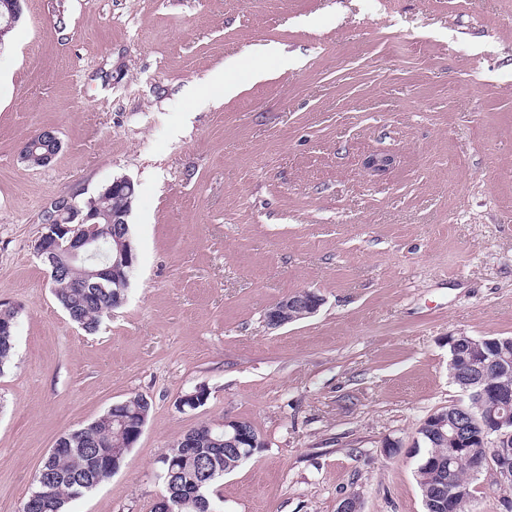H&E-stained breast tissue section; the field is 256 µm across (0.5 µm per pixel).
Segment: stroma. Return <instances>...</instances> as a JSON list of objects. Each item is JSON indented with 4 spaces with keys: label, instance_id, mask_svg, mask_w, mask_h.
I'll list each match as a JSON object with an SVG mask.
<instances>
[{
    "label": "stroma",
    "instance_id": "35a3bbf8",
    "mask_svg": "<svg viewBox=\"0 0 512 512\" xmlns=\"http://www.w3.org/2000/svg\"><path fill=\"white\" fill-rule=\"evenodd\" d=\"M268 44L290 64L254 77ZM225 65L236 96L188 99ZM45 127L60 153L22 163ZM120 177L136 264L89 333L34 245L51 199ZM302 290L320 310L269 329ZM1 303L0 512L65 431L137 394L139 440L67 512H151L161 455L227 418L266 446L216 512H424L413 441L467 399L449 335L512 337V0H24L0 46ZM472 489L475 512H512L491 471ZM44 142H49L52 144L51 150H46L41 154H37V148L43 146ZM23 147L25 148V153L20 154L19 156L21 162L27 163L28 161L32 160L36 161L41 166H48L59 154L62 143L55 130L43 128L26 138L23 143ZM321 301L316 293L310 291L289 295L269 307L265 315L267 324L272 329L288 324V313L295 308H300L304 317H310L318 311ZM6 306V304H0V318H4L5 320H12V328L11 335L12 336H1V334L9 335L10 334V324H1L0 322V369L3 368L10 363L15 348V311L10 307L2 308Z\"/></svg>",
    "mask_w": 512,
    "mask_h": 512
}]
</instances>
